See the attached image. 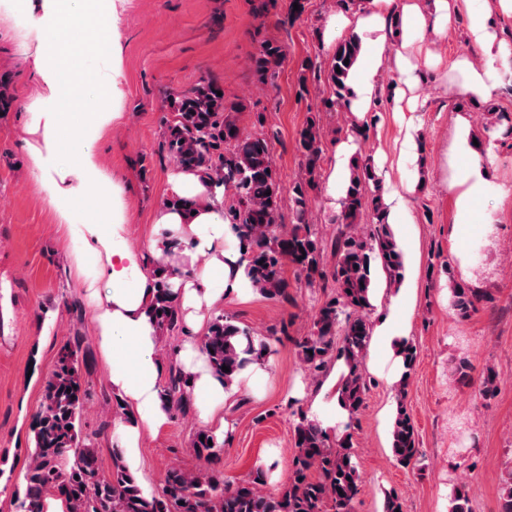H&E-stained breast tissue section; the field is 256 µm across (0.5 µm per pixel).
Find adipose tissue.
Wrapping results in <instances>:
<instances>
[{
	"mask_svg": "<svg viewBox=\"0 0 512 512\" xmlns=\"http://www.w3.org/2000/svg\"><path fill=\"white\" fill-rule=\"evenodd\" d=\"M394 14L400 15L412 46L423 43L453 17L467 15L478 51L457 63L463 79L461 88L484 100L496 95L504 76L495 61L507 49L495 40V20L490 12L476 10L472 0H365L361 12L335 18L329 31L333 37L351 31L362 39L361 54L347 81L352 112L366 111L379 90L391 54L384 29ZM76 32L86 36L79 47L72 39ZM119 41L113 18L101 9L98 0H56L55 19L46 31L37 58L38 72L56 101H74L88 84H95V109L76 133V160L59 166L51 149L61 125L69 118L65 112L46 113V147L33 149L32 158L42 188L61 218H68L76 197L91 195L100 204L96 223H69L67 230L74 252L91 253L98 258L89 274L92 283L103 287L105 297L95 319L96 333L104 356L112 364V389L132 415L131 423L120 425L114 436L124 450L125 466L134 472L140 466L144 437L157 434L168 419L160 396L167 364L161 353L160 333L148 313L153 296V267L163 263L183 270L182 277L173 281V291L196 337L186 344L181 357L192 375L199 418L219 443L228 432L224 404L232 393L225 389L222 379L211 373L200 351L198 336L204 333L208 319L203 309L217 303L224 292L242 295L251 291L252 286L244 266L238 263L237 240L224 216L223 185L195 172H182L172 182L171 191L179 198V205L165 203L154 213L153 224L156 230L166 232V239L153 244L145 253L134 251L127 243L123 235L128 222L123 190L119 183L103 176L93 151L94 144L116 117L113 107L119 96L117 83H98L92 75L75 69L78 55L97 52L105 45L119 51ZM456 123L459 137L448 155V169L450 184L457 187L458 194L449 238L454 251L464 259L468 256L466 241L471 235L475 206L491 189L493 175L487 167L469 160L473 153L469 116L457 115ZM407 191L404 185L385 186L389 217L400 225L395 237L404 252V277L393 286L383 270H375L373 275L372 303L382 317L373 331L371 354L378 359L396 356L407 341L409 328L401 314L415 306L413 273L417 254L408 228L412 218ZM345 371L343 364L333 365L309 404L310 416L331 433L347 420L339 397Z\"/></svg>",
	"mask_w": 512,
	"mask_h": 512,
	"instance_id": "obj_1",
	"label": "adipose tissue"
}]
</instances>
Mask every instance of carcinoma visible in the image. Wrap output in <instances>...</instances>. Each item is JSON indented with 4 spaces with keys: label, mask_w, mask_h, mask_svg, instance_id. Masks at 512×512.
<instances>
[{
    "label": "carcinoma",
    "mask_w": 512,
    "mask_h": 512,
    "mask_svg": "<svg viewBox=\"0 0 512 512\" xmlns=\"http://www.w3.org/2000/svg\"><path fill=\"white\" fill-rule=\"evenodd\" d=\"M360 51V38L348 34L336 41L331 65L305 61L301 65L302 89L308 78L326 81L335 97L324 101L328 111L346 110L347 80ZM287 58L276 41L261 43L250 58L257 80L265 83ZM215 81L201 79L192 88L171 93L167 108L174 120L166 126L165 144L180 166L213 178L231 192L226 217L234 224L238 247L245 248L247 275L264 298L286 305L292 301L288 268L308 288H334L315 311L309 333L296 340V349L312 384L317 385L331 366L346 362L349 372L341 389V403L348 414L346 433L336 438L323 431L301 410L293 426L294 454L288 484L280 491H267V471L259 466L245 480L229 482L217 464L224 448L209 445L210 431L200 428L191 447L204 462L196 469L171 466L160 486L144 495L137 479L122 461L121 449L112 447L115 469L106 478L100 474L96 449L83 435L80 421L89 397L83 336L74 333L61 346L53 371L42 385V401L30 424V460L24 487L12 486L13 512H43L42 494L57 492L68 504L67 512H352L359 492L360 476L352 462L351 429L365 403L369 382L362 362L370 339L369 301L372 269L379 263L390 280L403 276V255L386 211L381 204V181L367 157L351 162V177L341 200L336 234L327 240L309 224L313 194L320 189L325 143L319 117L310 116L298 131L296 149L304 177L290 189L292 224L279 223L280 183L274 171L272 137L266 133L245 135L233 113L243 110L217 92ZM493 121L489 133L512 135V117L496 107L487 108ZM370 214L371 224L359 227V218ZM331 254L333 264L325 262ZM174 272L158 267L151 314L163 335L184 333L180 310L171 292ZM486 300L477 290L456 283L452 306L462 315ZM247 340L237 350L238 338ZM201 347L211 371L229 384L248 363L270 353L267 337L230 316L219 314L209 323ZM168 377L162 396L170 413H186L192 405L193 382L167 353ZM228 367L229 371L222 370ZM408 382L396 391L397 413L393 422L392 453L396 462L409 466L417 453L416 431L405 406ZM108 412L111 420L129 422L124 402L114 396Z\"/></svg>",
    "instance_id": "obj_1"
}]
</instances>
